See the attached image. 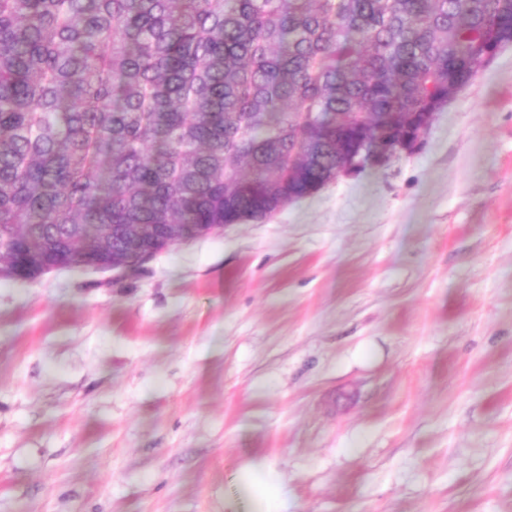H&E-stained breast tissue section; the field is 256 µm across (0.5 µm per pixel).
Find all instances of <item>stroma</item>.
Masks as SVG:
<instances>
[{
    "mask_svg": "<svg viewBox=\"0 0 512 512\" xmlns=\"http://www.w3.org/2000/svg\"><path fill=\"white\" fill-rule=\"evenodd\" d=\"M512 512V46L421 145L120 273L0 277V512Z\"/></svg>",
    "mask_w": 512,
    "mask_h": 512,
    "instance_id": "35a3bbf8",
    "label": "stroma"
}]
</instances>
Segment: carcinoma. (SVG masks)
Listing matches in <instances>:
<instances>
[{
  "mask_svg": "<svg viewBox=\"0 0 512 512\" xmlns=\"http://www.w3.org/2000/svg\"><path fill=\"white\" fill-rule=\"evenodd\" d=\"M509 38L512 0H0V260L261 222L413 144Z\"/></svg>",
  "mask_w": 512,
  "mask_h": 512,
  "instance_id": "1",
  "label": "carcinoma"
}]
</instances>
